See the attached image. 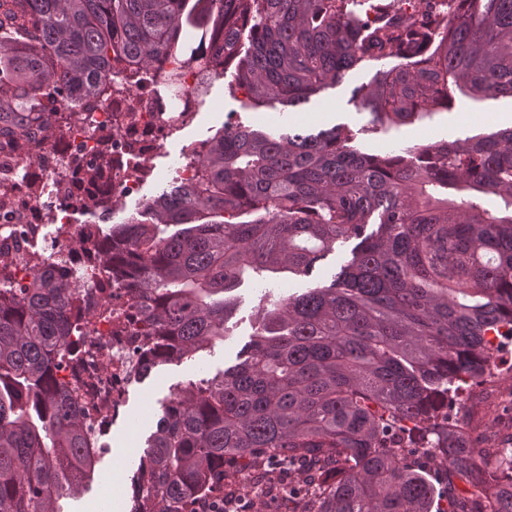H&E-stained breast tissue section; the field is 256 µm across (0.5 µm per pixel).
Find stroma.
I'll return each mask as SVG.
<instances>
[{
    "mask_svg": "<svg viewBox=\"0 0 512 512\" xmlns=\"http://www.w3.org/2000/svg\"><path fill=\"white\" fill-rule=\"evenodd\" d=\"M373 75L371 68L355 69L336 86L314 96L302 111L292 112L278 104L249 108L244 91L234 87L233 72H226L210 84L206 103L193 122L170 134L163 150L153 158L155 172L146 181L144 195L152 198L169 189L172 181L165 178V171L184 162L190 146L214 134L229 119L279 134L295 127L316 132L345 124L356 131L359 148L368 153H384L443 138L463 139L512 126V98L474 100L465 96L456 97L450 109L410 124L372 125L369 113L357 110L351 98L354 89L369 82ZM352 248L349 242L337 244L335 252L305 278L284 274L265 281L244 280L234 292L238 305L226 324L222 340L192 357L161 365L132 383L123 413L99 440L94 472L76 503L79 512H94L98 505L107 510L115 501L120 504V512H130V478L144 454L148 436L163 414L164 403L176 388L213 378L236 364L257 326L259 303L300 294L326 282L331 273L350 259ZM460 406L459 417L467 423L475 447L481 450L482 461L496 465L505 448L512 446V378L503 372L483 377L462 394Z\"/></svg>",
    "mask_w": 512,
    "mask_h": 512,
    "instance_id": "obj_1",
    "label": "stroma"
}]
</instances>
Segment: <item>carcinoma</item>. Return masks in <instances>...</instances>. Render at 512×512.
Returning a JSON list of instances; mask_svg holds the SVG:
<instances>
[{
  "mask_svg": "<svg viewBox=\"0 0 512 512\" xmlns=\"http://www.w3.org/2000/svg\"><path fill=\"white\" fill-rule=\"evenodd\" d=\"M0 0V138L40 136L171 59L250 107L293 109L351 70L379 68L357 104L399 126L454 95L512 98V0ZM336 125L316 134L222 127L191 153L195 181L112 227L107 264L144 300L142 375L224 337L230 296L253 274L309 275L355 239L330 283L258 310L244 358L179 388L131 477L130 512H197L248 469L312 470L281 484L300 512H512V454L476 464L452 402L512 336V127L385 154ZM488 195L502 205H483ZM81 317L66 272L13 279L0 265V512H53L78 495L91 431L60 377ZM479 488L445 506L424 462Z\"/></svg>",
  "mask_w": 512,
  "mask_h": 512,
  "instance_id": "carcinoma-1",
  "label": "carcinoma"
}]
</instances>
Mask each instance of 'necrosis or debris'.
<instances>
[{"label":"necrosis or debris","mask_w":512,"mask_h":512,"mask_svg":"<svg viewBox=\"0 0 512 512\" xmlns=\"http://www.w3.org/2000/svg\"><path fill=\"white\" fill-rule=\"evenodd\" d=\"M212 78L202 67L182 69L176 81L161 70L142 73L135 108H128L122 95L94 102L58 137L43 138L39 156L0 152V183L12 189L11 210L0 211V261L27 278L29 257L43 251L50 264L71 272L89 315L80 323L84 356L65 377L78 386L98 432L118 417L126 389L141 370L139 315L127 303L122 280L110 276L104 264L99 226L76 223L75 216L92 197H141L154 172L151 158L202 105ZM103 154L109 155L110 168L99 180H88L85 160ZM16 224L25 227L24 235L11 234Z\"/></svg>","instance_id":"necrosis-or-debris-1"}]
</instances>
